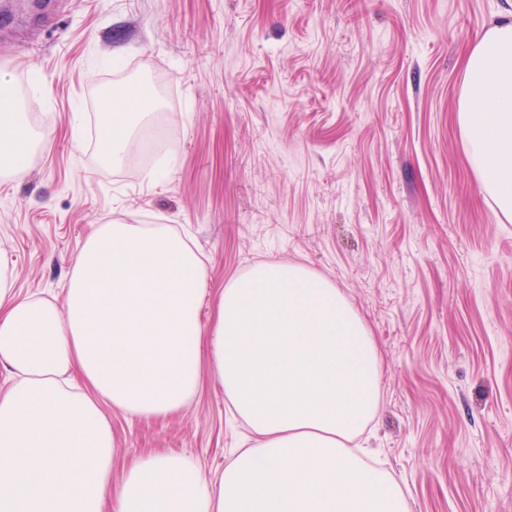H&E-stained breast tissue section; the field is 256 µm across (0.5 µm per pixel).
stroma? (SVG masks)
Wrapping results in <instances>:
<instances>
[{
	"label": "stroma",
	"mask_w": 512,
	"mask_h": 512,
	"mask_svg": "<svg viewBox=\"0 0 512 512\" xmlns=\"http://www.w3.org/2000/svg\"><path fill=\"white\" fill-rule=\"evenodd\" d=\"M0 72L43 137L0 178V248L25 295L60 293L96 225L169 224L218 292L254 265H303L360 314L381 363L367 432L411 512H512V220L466 159V56L512 0H0ZM165 80L136 151L107 161L95 84ZM119 456L221 471L251 432L219 382L167 418L112 414Z\"/></svg>",
	"instance_id": "35a3bbf8"
}]
</instances>
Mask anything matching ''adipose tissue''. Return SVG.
<instances>
[{
    "label": "adipose tissue",
    "mask_w": 512,
    "mask_h": 512,
    "mask_svg": "<svg viewBox=\"0 0 512 512\" xmlns=\"http://www.w3.org/2000/svg\"><path fill=\"white\" fill-rule=\"evenodd\" d=\"M26 101L0 75V174L40 144ZM141 99L105 104L104 153L133 149ZM458 121L469 165L512 217V15L467 55ZM0 250V512H410L393 476L352 442L373 419V338L328 281L266 262L228 282L198 318L206 266L167 224H100L72 258L62 297L20 296ZM255 435L216 478L183 453L130 462L113 484L111 410L166 417L202 385L201 355Z\"/></svg>",
    "instance_id": "1"
}]
</instances>
